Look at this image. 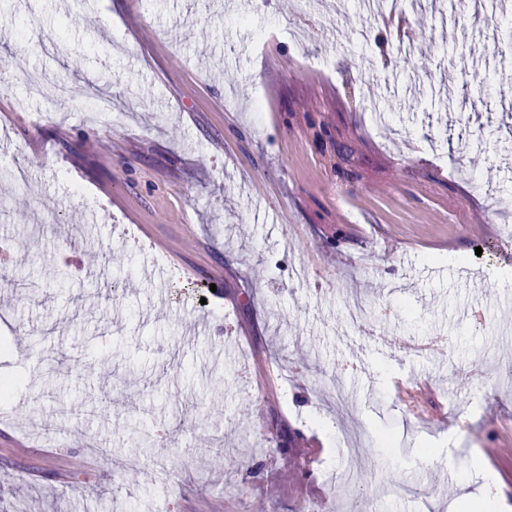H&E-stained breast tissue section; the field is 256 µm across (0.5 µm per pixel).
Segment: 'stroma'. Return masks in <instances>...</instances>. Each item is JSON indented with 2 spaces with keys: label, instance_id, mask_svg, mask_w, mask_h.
<instances>
[{
  "label": "stroma",
  "instance_id": "1",
  "mask_svg": "<svg viewBox=\"0 0 512 512\" xmlns=\"http://www.w3.org/2000/svg\"><path fill=\"white\" fill-rule=\"evenodd\" d=\"M4 7L0 512L512 506V0Z\"/></svg>",
  "mask_w": 512,
  "mask_h": 512
}]
</instances>
